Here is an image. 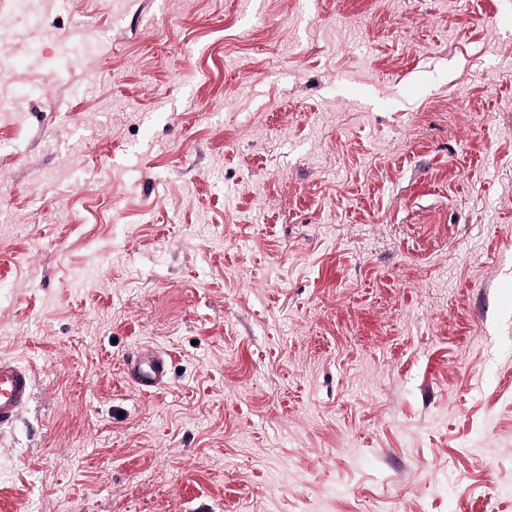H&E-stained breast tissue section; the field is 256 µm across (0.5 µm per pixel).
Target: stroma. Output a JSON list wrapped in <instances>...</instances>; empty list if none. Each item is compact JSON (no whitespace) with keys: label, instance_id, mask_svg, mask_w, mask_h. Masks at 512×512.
<instances>
[{"label":"stroma","instance_id":"1","mask_svg":"<svg viewBox=\"0 0 512 512\" xmlns=\"http://www.w3.org/2000/svg\"><path fill=\"white\" fill-rule=\"evenodd\" d=\"M45 2L0 0V512H512V0ZM169 359L165 352L144 348L126 363L125 374L142 390L161 387L169 374ZM33 391L30 370L12 357L0 356V431L12 425L29 406Z\"/></svg>","mask_w":512,"mask_h":512}]
</instances>
